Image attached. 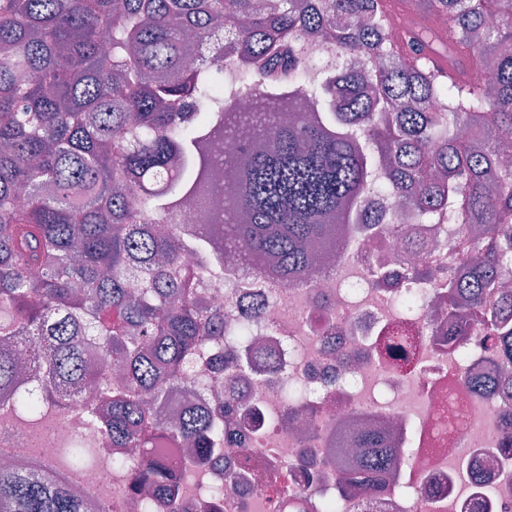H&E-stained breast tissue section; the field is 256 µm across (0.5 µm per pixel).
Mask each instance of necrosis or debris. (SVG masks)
<instances>
[{
  "label": "necrosis or debris",
  "instance_id": "necrosis-or-debris-1",
  "mask_svg": "<svg viewBox=\"0 0 512 512\" xmlns=\"http://www.w3.org/2000/svg\"><path fill=\"white\" fill-rule=\"evenodd\" d=\"M364 209L373 224L360 225L349 252L382 264L389 286L371 284L360 265L322 264L315 285L283 286L224 266V280L207 282L203 293L211 306L248 322L266 350L252 369L222 377L246 411L258 413L266 427L257 434L239 428L224 445L223 463L185 474L178 512H512V433L502 425L512 410V395L491 389L473 392L468 379L512 372V359L484 358L478 330L465 345L445 341L444 317L425 308L402 316L399 294L412 287L407 279L417 256L407 254L400 237L386 231L389 215L399 210L396 198L367 197ZM422 297L432 295L425 283L414 285ZM212 366L193 368L185 377L187 392L158 409L163 422L178 418L186 404L215 406L220 394L203 388ZM301 384L308 406V429L285 422V387ZM223 391V392H224ZM358 427L399 426L395 442L405 453L395 475L386 476L376 492L339 483L329 465V438L340 420ZM89 461L76 485L88 503L111 501L114 512H134L127 473L103 471L111 448L86 434ZM313 465L318 481L300 487L294 472L301 462ZM481 472L474 482L473 472ZM224 486L220 502L208 501L209 484Z\"/></svg>",
  "mask_w": 512,
  "mask_h": 512
}]
</instances>
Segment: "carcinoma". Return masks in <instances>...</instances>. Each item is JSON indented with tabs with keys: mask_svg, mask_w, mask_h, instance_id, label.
Wrapping results in <instances>:
<instances>
[{
	"mask_svg": "<svg viewBox=\"0 0 512 512\" xmlns=\"http://www.w3.org/2000/svg\"><path fill=\"white\" fill-rule=\"evenodd\" d=\"M381 2L0 0V419L26 421L32 447H56L81 401L83 429L119 449L112 465L152 488L140 512L159 498L175 512L176 474L222 458L237 407L166 425L145 399L166 404L211 344L253 343L200 285L224 279L226 255L285 283L311 275L319 251L345 261L352 226L375 223L369 195L403 199L388 225L400 234L409 219L460 226L447 272L410 275L435 281L458 343L474 323L489 356L512 345V161L499 153L512 142V0H413L453 31L413 30L416 64L388 39ZM220 30L224 62L188 68ZM308 36L335 61L317 86ZM435 56L462 74L441 75ZM229 61L250 112L224 102ZM247 124L256 136L224 162L221 216L213 147ZM355 431L336 426V469L374 491L404 449ZM178 442L196 458L150 452ZM68 447L58 474L32 475L35 453L0 468V512H84L71 490L83 436Z\"/></svg>",
	"mask_w": 512,
	"mask_h": 512,
	"instance_id": "obj_1",
	"label": "carcinoma"
}]
</instances>
